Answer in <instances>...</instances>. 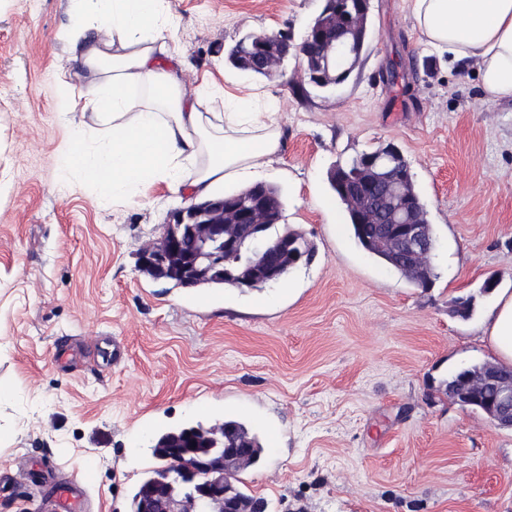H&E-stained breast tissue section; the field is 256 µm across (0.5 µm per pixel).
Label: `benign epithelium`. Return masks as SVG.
I'll list each match as a JSON object with an SVG mask.
<instances>
[{
	"instance_id": "1",
	"label": "benign epithelium",
	"mask_w": 512,
	"mask_h": 512,
	"mask_svg": "<svg viewBox=\"0 0 512 512\" xmlns=\"http://www.w3.org/2000/svg\"><path fill=\"white\" fill-rule=\"evenodd\" d=\"M371 0H325L324 14L332 23L347 29L365 26L370 14ZM327 44L348 60H360L363 47L346 39L340 31L314 24L300 43L285 34H276L257 45L251 62L238 57L231 62L246 66L265 77L281 72L294 54L304 59V77L313 85L325 86L331 79L328 58L315 56L310 47ZM400 155L398 148L388 143L365 157L364 168L374 173L377 182L372 193L352 190L347 205L361 213L366 224H383L394 246L408 257L407 265L420 272L431 262L432 249L426 236L425 222L404 195L407 171L384 167L387 159ZM275 223L274 211L257 200L248 206L231 203L217 197L174 211L164 226L162 235L138 252V268L150 271L158 281L175 280L186 286H196L204 280L224 276V253L239 250L246 240L255 244V253L247 272L239 278L238 286L249 288L258 279L270 284L278 281L281 264L288 260L294 265L302 259L296 241L284 235L274 241L265 239L267 227ZM192 237L198 247L195 256L183 259L181 239ZM470 385L482 387L474 400L493 416L512 414V382L502 383L488 375L484 381L472 380ZM218 428H196L184 437L186 445L176 441L168 446L167 467L137 488L132 499V512H265L266 504H246L230 494L228 485L235 469H244L249 460L244 456H224L216 437Z\"/></svg>"
}]
</instances>
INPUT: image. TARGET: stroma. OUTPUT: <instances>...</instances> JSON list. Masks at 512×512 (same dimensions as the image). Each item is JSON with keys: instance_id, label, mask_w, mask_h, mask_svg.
<instances>
[{"instance_id": "obj_1", "label": "stroma", "mask_w": 512, "mask_h": 512, "mask_svg": "<svg viewBox=\"0 0 512 512\" xmlns=\"http://www.w3.org/2000/svg\"><path fill=\"white\" fill-rule=\"evenodd\" d=\"M323 0H168L181 79L274 111L263 176L315 259L259 290L174 288L135 268L181 200L157 183L113 208L64 171L57 66L69 0H0V512H41L82 482L91 512H129L159 464L153 441L233 416L263 441L234 483L268 512H512V429L440 389L498 355L487 339L512 293V102L485 101L476 66L422 40L403 0H372L371 36L322 93L299 60L266 79L225 50L247 32L301 41ZM396 145L437 233L420 288L343 230L328 173ZM496 287L482 292L485 280ZM473 297L470 319L451 302Z\"/></svg>"}]
</instances>
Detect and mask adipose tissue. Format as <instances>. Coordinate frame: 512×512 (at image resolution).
Instances as JSON below:
<instances>
[{
	"instance_id": "obj_1",
	"label": "adipose tissue",
	"mask_w": 512,
	"mask_h": 512,
	"mask_svg": "<svg viewBox=\"0 0 512 512\" xmlns=\"http://www.w3.org/2000/svg\"><path fill=\"white\" fill-rule=\"evenodd\" d=\"M62 33L90 78L77 88L56 73L67 113L88 115L64 150L65 170L121 206L163 182L186 203L218 185L257 183L280 151L274 113L223 112L224 90L205 81L185 90L166 0H70ZM425 44L450 61L475 60L485 100H512V0H405ZM488 341L512 366V296L501 299Z\"/></svg>"
}]
</instances>
